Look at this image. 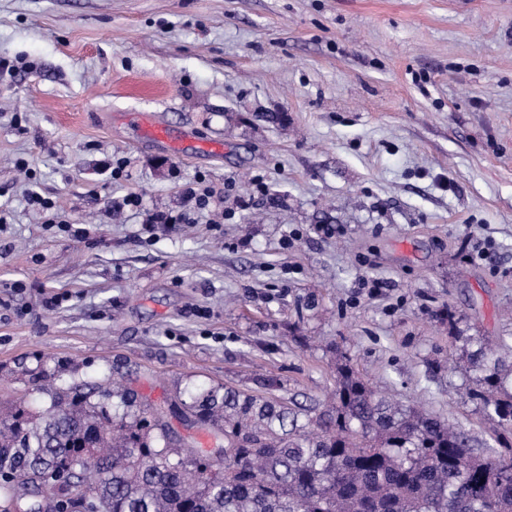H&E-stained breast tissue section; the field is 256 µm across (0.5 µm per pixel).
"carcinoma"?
<instances>
[{
	"mask_svg": "<svg viewBox=\"0 0 512 512\" xmlns=\"http://www.w3.org/2000/svg\"><path fill=\"white\" fill-rule=\"evenodd\" d=\"M470 398L512 427V363L479 336ZM38 417L0 414V512H512V444L480 453L460 425L403 406L337 367L333 402L316 413L289 399L211 389L187 406L202 451L172 435L160 409L118 381L42 388ZM71 469L57 505L39 510L37 481Z\"/></svg>",
	"mask_w": 512,
	"mask_h": 512,
	"instance_id": "1",
	"label": "carcinoma"
}]
</instances>
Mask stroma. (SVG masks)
Returning a JSON list of instances; mask_svg holds the SVG:
<instances>
[{"label":"stroma","mask_w":512,"mask_h":512,"mask_svg":"<svg viewBox=\"0 0 512 512\" xmlns=\"http://www.w3.org/2000/svg\"><path fill=\"white\" fill-rule=\"evenodd\" d=\"M0 58V410L116 367L320 406L341 353L498 449L460 365L512 336V0H0ZM199 176L220 223H148ZM124 122L136 129L138 134L147 140L160 145L178 147L179 141L171 134L168 127L156 122L147 112H127Z\"/></svg>","instance_id":"35a3bbf8"}]
</instances>
